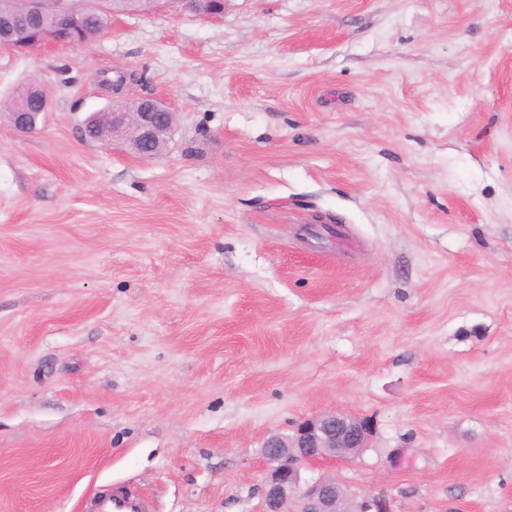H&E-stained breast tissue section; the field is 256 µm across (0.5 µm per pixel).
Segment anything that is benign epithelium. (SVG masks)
Returning <instances> with one entry per match:
<instances>
[{
  "label": "benign epithelium",
  "instance_id": "obj_1",
  "mask_svg": "<svg viewBox=\"0 0 512 512\" xmlns=\"http://www.w3.org/2000/svg\"><path fill=\"white\" fill-rule=\"evenodd\" d=\"M20 17L0 19V47L31 52L46 43L79 44L85 20L107 12V0H27ZM126 99L112 98L108 119L90 124L82 134L103 145L133 139L150 154L156 144L169 138L168 108L154 98L138 99V111H125ZM33 112H17L14 128L20 134L37 129L41 96L33 99ZM373 421L332 410L302 420L287 435L268 437L262 448L267 465L263 483V512H344L346 494L336 479L321 476L302 480L301 471L320 460H350L368 447Z\"/></svg>",
  "mask_w": 512,
  "mask_h": 512
}]
</instances>
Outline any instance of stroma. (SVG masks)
I'll return each instance as SVG.
<instances>
[{
    "mask_svg": "<svg viewBox=\"0 0 512 512\" xmlns=\"http://www.w3.org/2000/svg\"><path fill=\"white\" fill-rule=\"evenodd\" d=\"M163 98L167 149L86 140ZM0 512H261L266 438L342 410L349 502L512 512V0H171L0 49ZM86 512H152L147 497L137 491L116 490L111 494L93 495Z\"/></svg>",
    "mask_w": 512,
    "mask_h": 512,
    "instance_id": "1",
    "label": "stroma"
}]
</instances>
